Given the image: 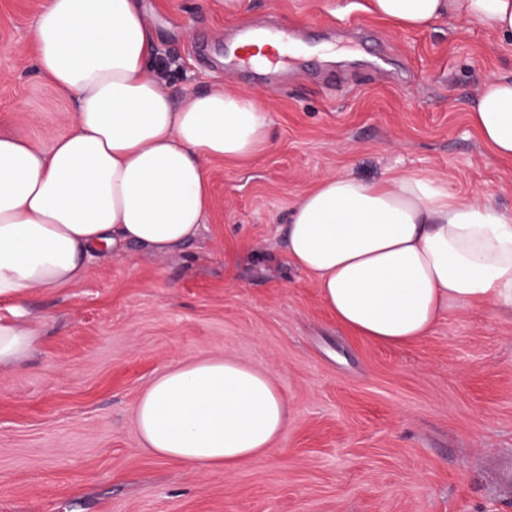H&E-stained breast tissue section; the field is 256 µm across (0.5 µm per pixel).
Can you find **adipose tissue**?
I'll list each match as a JSON object with an SVG mask.
<instances>
[{
	"instance_id": "1",
	"label": "adipose tissue",
	"mask_w": 512,
	"mask_h": 512,
	"mask_svg": "<svg viewBox=\"0 0 512 512\" xmlns=\"http://www.w3.org/2000/svg\"><path fill=\"white\" fill-rule=\"evenodd\" d=\"M365 10L425 31L458 18L512 41V0H365ZM35 68L78 110L70 132L42 149L0 132V370L33 351L27 292L81 279L101 255L191 241L211 206L204 166L269 144L254 95L216 84L177 103L153 73L154 33L138 0H44L32 30ZM469 119L512 159V77L487 82ZM287 255L337 322L372 340L429 335L455 310L512 309V213L466 201L420 175L368 182L327 176L292 205ZM145 451L191 469H231L270 453L288 401L270 376L230 356L158 374L135 406Z\"/></svg>"
}]
</instances>
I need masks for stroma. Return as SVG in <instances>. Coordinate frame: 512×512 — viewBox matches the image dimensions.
I'll list each match as a JSON object with an SVG mask.
<instances>
[{"label": "stroma", "instance_id": "obj_1", "mask_svg": "<svg viewBox=\"0 0 512 512\" xmlns=\"http://www.w3.org/2000/svg\"><path fill=\"white\" fill-rule=\"evenodd\" d=\"M365 0H141L184 101L210 83L268 105L271 143L205 167L211 209L187 247H133L78 283L29 291L33 354L0 371V512H512L496 479L512 456V311L467 307L429 336L386 345L325 309L289 260L286 215L322 177L426 173L460 199L512 212V161L470 124L512 44L452 19L405 31ZM43 0H0V129L40 148L74 104L36 73ZM275 16L300 50L270 64L224 56L244 22ZM232 356L288 400L268 459L191 470L146 453L134 410L165 369Z\"/></svg>", "mask_w": 512, "mask_h": 512}]
</instances>
